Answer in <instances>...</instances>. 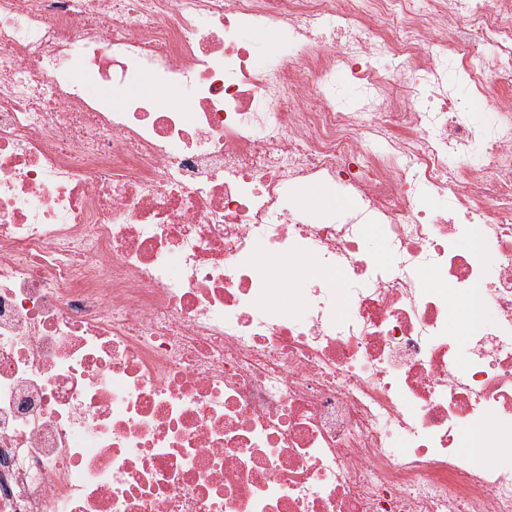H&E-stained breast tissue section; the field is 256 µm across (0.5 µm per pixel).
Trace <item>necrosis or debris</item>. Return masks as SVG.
<instances>
[{
    "instance_id": "4bbe7bcc",
    "label": "necrosis or debris",
    "mask_w": 512,
    "mask_h": 512,
    "mask_svg": "<svg viewBox=\"0 0 512 512\" xmlns=\"http://www.w3.org/2000/svg\"><path fill=\"white\" fill-rule=\"evenodd\" d=\"M0 512H512V0H0ZM305 185H310L314 190L319 192H325L324 197V205L326 207H322L324 210L328 212H336V215L340 214L344 208H345V200L343 197L336 194V196L330 194L326 189H324L319 182H309L301 186L295 187V191L293 193L292 199H291V206L293 208L302 210L307 209L308 205H305L301 202L298 196H296V192H305V193H311V190L308 187H303ZM302 187V188H301Z\"/></svg>"
}]
</instances>
